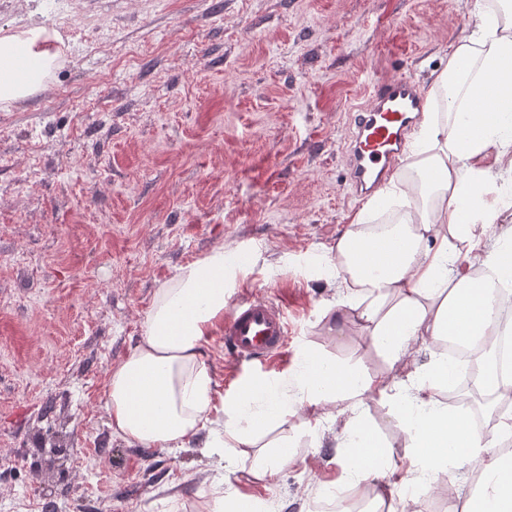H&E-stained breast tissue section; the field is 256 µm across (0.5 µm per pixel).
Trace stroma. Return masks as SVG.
I'll list each match as a JSON object with an SVG mask.
<instances>
[{
  "mask_svg": "<svg viewBox=\"0 0 512 512\" xmlns=\"http://www.w3.org/2000/svg\"><path fill=\"white\" fill-rule=\"evenodd\" d=\"M0 0L63 54L46 91L0 109V512H195L223 476L299 512L331 476V436L258 482L189 444L132 448L107 424L113 367L155 288L223 247L242 290L291 317L286 355L242 368L211 336L217 393L275 380L310 348L361 375L393 369L350 318L328 335L332 248L363 203L345 182L352 108L373 79L426 84L477 22L474 0Z\"/></svg>",
  "mask_w": 512,
  "mask_h": 512,
  "instance_id": "1",
  "label": "stroma"
}]
</instances>
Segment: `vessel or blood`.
Listing matches in <instances>:
<instances>
[{
	"instance_id": "vessel-or-blood-1",
	"label": "vessel or blood",
	"mask_w": 512,
	"mask_h": 512,
	"mask_svg": "<svg viewBox=\"0 0 512 512\" xmlns=\"http://www.w3.org/2000/svg\"><path fill=\"white\" fill-rule=\"evenodd\" d=\"M428 102L413 76L373 83L368 99L352 119L345 181L356 194L385 188L407 155L408 137ZM224 348L236 360L269 363L288 346V315L278 303L258 295L235 301L222 327Z\"/></svg>"
}]
</instances>
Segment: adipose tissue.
I'll return each instance as SVG.
<instances>
[{
	"label": "adipose tissue",
	"mask_w": 512,
	"mask_h": 512,
	"mask_svg": "<svg viewBox=\"0 0 512 512\" xmlns=\"http://www.w3.org/2000/svg\"><path fill=\"white\" fill-rule=\"evenodd\" d=\"M475 8V29L431 81L432 91H447L448 102L445 112L427 115L408 165L412 178L398 187L411 204L382 232L366 229L367 214L359 212L336 243L339 303L356 310L399 372L366 378L312 353L284 381L250 376L217 400L203 347L233 294L218 247L155 290L140 343L109 375L105 408L113 434L142 448L175 450L194 440L213 453L248 447L253 475L269 479L299 457L286 438L261 448L258 433L306 407L310 414L293 425L295 436L331 427L339 448L335 479L310 477L314 497L368 490L378 506L386 492L408 501L424 488L441 499L463 498V512H512V453L499 450L512 436V415L483 430L467 411L450 409L442 394L454 368L437 350L451 337L476 342L477 385L500 388L496 313L512 305V204L492 173H512V0H475ZM48 41L41 28L0 36V106L45 87L57 58ZM373 395L404 435L395 468L367 421ZM472 471L480 474L474 491L464 478ZM258 508L257 499L217 483L197 512Z\"/></svg>",
	"instance_id": "ef3b65f1"
}]
</instances>
